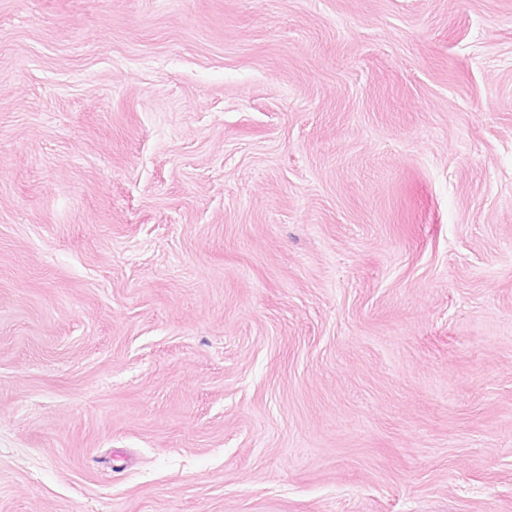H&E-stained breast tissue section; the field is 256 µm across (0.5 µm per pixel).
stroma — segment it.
Wrapping results in <instances>:
<instances>
[{"instance_id":"35a3bbf8","label":"stroma","mask_w":512,"mask_h":512,"mask_svg":"<svg viewBox=\"0 0 512 512\" xmlns=\"http://www.w3.org/2000/svg\"><path fill=\"white\" fill-rule=\"evenodd\" d=\"M0 512H512V0H0Z\"/></svg>"}]
</instances>
